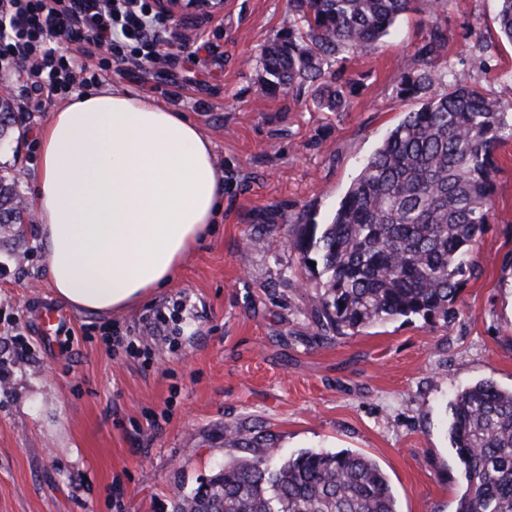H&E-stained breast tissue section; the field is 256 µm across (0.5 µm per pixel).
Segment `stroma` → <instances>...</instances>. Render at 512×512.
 I'll list each match as a JSON object with an SVG mask.
<instances>
[{"instance_id":"stroma-1","label":"stroma","mask_w":512,"mask_h":512,"mask_svg":"<svg viewBox=\"0 0 512 512\" xmlns=\"http://www.w3.org/2000/svg\"><path fill=\"white\" fill-rule=\"evenodd\" d=\"M498 6L449 0L402 16L375 51L345 64L361 87L338 114L307 94L262 90L259 51L287 29L288 0H224L223 17L199 24L196 46L172 39L158 63L118 72L104 56L98 87L163 101L213 142L224 212L172 286L107 317L56 298L35 225L18 236L0 229V512H172L177 493L249 456L225 446L230 424L272 434L286 455L362 453L387 474L399 512H455L448 404L480 380L512 388V139L495 154L494 217L474 251L482 274L463 286L450 327L412 317L323 335L317 290L284 237L306 220L329 222L364 161L414 109L396 92L399 64L430 26L448 34L443 59L457 82L512 103ZM24 82L0 72L16 107L0 175L17 178L28 204L37 133L63 99L19 111ZM253 237L265 246H249ZM179 300L182 322L170 340L155 339V316ZM48 308L61 317L46 339ZM15 324L30 344L23 357Z\"/></svg>"}]
</instances>
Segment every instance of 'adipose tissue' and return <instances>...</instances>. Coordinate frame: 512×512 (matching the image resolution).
Returning a JSON list of instances; mask_svg holds the SVG:
<instances>
[{
    "instance_id": "obj_1",
    "label": "adipose tissue",
    "mask_w": 512,
    "mask_h": 512,
    "mask_svg": "<svg viewBox=\"0 0 512 512\" xmlns=\"http://www.w3.org/2000/svg\"><path fill=\"white\" fill-rule=\"evenodd\" d=\"M32 198L56 297L94 315L169 287L224 208L213 145L128 91L76 92L38 133Z\"/></svg>"
}]
</instances>
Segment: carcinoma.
Instances as JSON below:
<instances>
[{
  "mask_svg": "<svg viewBox=\"0 0 512 512\" xmlns=\"http://www.w3.org/2000/svg\"><path fill=\"white\" fill-rule=\"evenodd\" d=\"M496 23L512 45V0ZM288 29L261 51L270 94L309 89L328 112H344L356 82L331 70L371 52L406 13H433L446 0H289ZM437 28L405 57L398 95L419 107L383 138L327 224H296L288 246L319 287L317 324L354 335L399 317L457 318L464 282L480 275L472 253L494 216L495 151L512 137V105L481 85H462L439 64ZM16 182L0 177V225L23 224ZM315 265H310V262ZM460 463L456 512H512V389L476 382L449 405ZM224 443L254 448L224 462L174 512H398L386 475L349 451L281 454L270 435L227 427Z\"/></svg>",
  "mask_w": 512,
  "mask_h": 512,
  "instance_id": "cac0c4a2",
  "label": "carcinoma"
}]
</instances>
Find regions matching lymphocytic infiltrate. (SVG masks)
Wrapping results in <instances>:
<instances>
[{"label":"lymphocytic infiltrate","instance_id":"f902f5d3","mask_svg":"<svg viewBox=\"0 0 512 512\" xmlns=\"http://www.w3.org/2000/svg\"><path fill=\"white\" fill-rule=\"evenodd\" d=\"M169 29L149 0H0V64L23 69L25 96L64 97L97 80L100 52L119 68L159 60Z\"/></svg>","mask_w":512,"mask_h":512}]
</instances>
